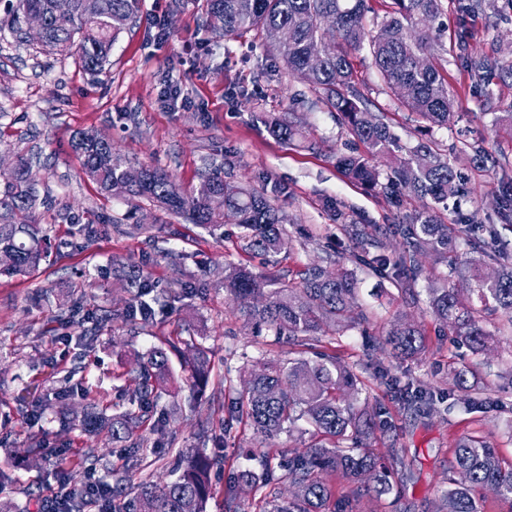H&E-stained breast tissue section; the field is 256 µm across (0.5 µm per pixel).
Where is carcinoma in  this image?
<instances>
[{"mask_svg": "<svg viewBox=\"0 0 512 512\" xmlns=\"http://www.w3.org/2000/svg\"><path fill=\"white\" fill-rule=\"evenodd\" d=\"M392 7L381 20L367 24L366 0H207V23L215 35L226 40L259 32L266 48L276 53L292 74L304 77L339 115L342 124L364 145L361 153L336 156L346 177L387 196L395 186L408 195L428 199L423 209L406 214L392 227L402 239V250L387 254L384 238L367 224L343 225L350 241L361 245L359 264L376 271H390L406 301L417 298L415 285L427 280L420 256L424 253L448 259V274L442 283L431 282L428 306L432 315L448 326L457 342L471 353L484 351L494 333L487 318L501 315L512 327V262L502 246L501 230H512V177L498 181L495 198L500 224L485 225L486 236H470L469 217L457 224H444L439 213L448 201L465 192L464 180L454 159L433 142H417L400 152L383 118L365 107L353 81L351 55L367 53L385 87L419 122L428 127H448L455 117L456 99L433 61L432 49L441 40L442 0H391ZM11 29L23 30L27 16L40 14L46 23L43 46L71 51L84 70L94 76L105 71L112 45L136 21L141 0H15L8 4ZM465 66L480 76L501 67L503 77L512 78V61L502 66L486 57L466 55ZM264 124L278 140L307 149L294 117L268 115ZM86 175L105 195L124 188L132 198H146L153 205L175 214H185L196 226L214 236L223 234L224 221L231 219L241 229V240L251 251L271 254L286 245L283 224L286 216L263 192L227 181L214 170L198 186L183 190L167 174L145 167L142 179L125 184V170L111 165L106 155L112 145L89 132L73 144ZM387 167L381 180L378 163ZM29 160L17 159L0 171V253L13 256L0 275L28 278L49 256L50 227L39 221V209H51L56 201L40 194L30 171ZM224 193V209L208 206L209 195ZM478 257L458 258L461 246ZM358 279L351 270L330 272L321 266L308 268L301 283L292 286L275 276L257 275L245 267L224 270V288L242 304L247 321L266 328L279 338L288 336L287 363L273 362L252 375L247 396L225 410L215 426L202 431L201 447L216 440L233 420L246 419L264 438L304 419L318 441L299 452H263L260 458L266 475L274 469L285 472L294 488L291 501L279 502L276 495L265 498L263 512H347L363 496L390 495L397 486L396 453L377 455L370 442L393 431L381 404H359L369 380L356 364L336 353L330 325L354 327L365 320L358 305ZM129 288L132 302L121 318L126 322L151 318L144 297L154 289L151 281L132 271ZM327 340H321V337ZM423 333L412 324L394 323L384 337L363 345L365 355L378 352L396 359L414 356L421 350ZM181 357L191 378L208 386L212 369L205 348L192 341L166 339L165 346L151 348L131 376L129 407L106 415L101 396L85 388L81 427L91 436L105 434L115 442H128L123 463L111 470L114 512H124L118 498L140 469L139 443L132 441V425L149 420L158 426L164 416L157 411L158 390L171 375L170 355ZM471 367L454 371L456 392L448 393V410L471 409L483 404L481 394L468 385ZM399 403L414 417H426L441 403L434 393L414 383L399 392ZM213 459L196 451L172 470V479L158 484L143 479L137 484L138 512H207L216 490L211 471ZM340 474L352 485L337 497L329 478ZM259 475L250 469L232 471L224 482V512H240L237 490L254 486ZM492 489L506 512H512V467L502 466L496 448L482 437L470 436L454 449V464L448 468L446 485L437 491V512H480L481 490Z\"/></svg>", "mask_w": 512, "mask_h": 512, "instance_id": "cac0c4a2", "label": "carcinoma"}]
</instances>
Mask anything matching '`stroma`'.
Listing matches in <instances>:
<instances>
[{
    "label": "stroma",
    "mask_w": 512,
    "mask_h": 512,
    "mask_svg": "<svg viewBox=\"0 0 512 512\" xmlns=\"http://www.w3.org/2000/svg\"><path fill=\"white\" fill-rule=\"evenodd\" d=\"M9 23L7 2L0 0V157L9 163L19 155L30 157L39 191L57 201L55 209L39 213L58 250L54 264L29 280L0 276V472L11 478L0 486V496L12 499L19 512H37L59 484L52 472L25 458L30 433L43 432L56 456L70 465L88 448L113 462L121 453L120 444L86 436L76 421L65 428L46 416L29 424L20 407L25 398L54 404L69 361L79 351L77 338L92 329L95 316L110 311L114 319L98 334L74 380L95 388L108 404H125L126 372L168 337H196L210 351L213 373L226 378L223 386L198 390L179 358H172L173 377L158 401L166 413L164 426L145 423L133 430L145 442L146 474L165 482L181 454L195 449L210 425L213 400L241 398L252 371L288 352L273 335L253 334L239 304L224 290L225 266L273 272L293 284L314 264L330 271L340 264L356 269L357 248L344 236L342 222L384 229L422 203L403 194L392 200L350 181L336 166L349 137L335 112L277 55L265 51L260 36L214 38L206 25L205 0H143L137 25L120 34L99 76L86 72L72 54L49 50L31 37L17 38ZM465 54L512 61V7L506 0H491L485 13L468 18L462 39L444 40L436 48L435 61L455 95L458 118L450 128L425 134L457 158L469 187L467 196L449 202L443 221L472 215L478 223L494 224L493 187L499 178L512 176V136L495 127L494 115L512 108V80L478 81L461 61ZM353 62L354 83L367 108L384 113L401 144L415 143L412 113L390 98L370 57L362 53ZM289 112L300 118L316 150L285 145L267 131L264 115ZM90 130L111 142L123 167H155L184 189L217 169L225 179L272 193L288 217L287 248L268 262L245 249L233 222H226L223 236L216 238L148 201L101 196L71 149L73 137ZM478 147L498 159L495 169L470 164L467 153ZM114 255L153 283L148 321L120 319L131 295L109 264ZM356 271L358 302L367 320L339 334L342 357L369 368L364 335L381 337L402 319L420 325L427 343L413 359H385L393 376L412 374L420 385L444 394L454 386L453 368L479 366L470 382L484 389L489 403L468 412L441 405L430 416L414 418L390 400L385 387L375 384L369 392L370 401L387 405L396 424L395 432L374 447L380 453L401 449L408 468L400 486L403 502L416 503V512H434L436 490L461 438L486 437L503 464L512 463V388H503L501 380L512 372V338L498 337L477 355L456 348L430 315L427 300L405 303L388 276ZM76 294L81 302L71 323L55 322L59 306ZM314 442L302 420L268 441L249 425L232 422L217 451L215 479L224 483L230 471L250 467L251 455L265 448L302 450Z\"/></svg>",
    "instance_id": "1"
}]
</instances>
